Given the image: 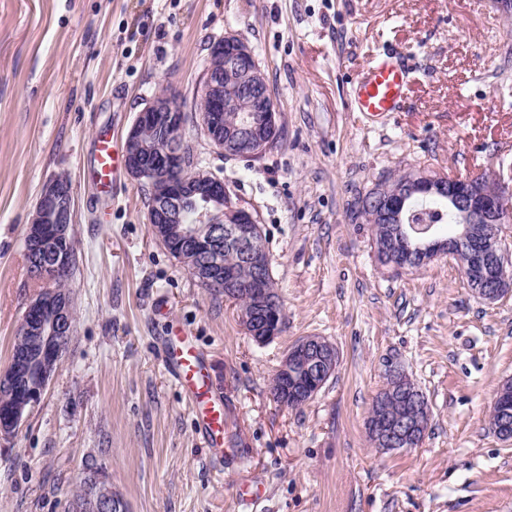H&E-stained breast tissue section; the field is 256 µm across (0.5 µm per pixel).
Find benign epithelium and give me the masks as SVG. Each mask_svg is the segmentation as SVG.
Masks as SVG:
<instances>
[{"label":"benign epithelium","instance_id":"benign-epithelium-1","mask_svg":"<svg viewBox=\"0 0 512 512\" xmlns=\"http://www.w3.org/2000/svg\"><path fill=\"white\" fill-rule=\"evenodd\" d=\"M226 77L238 83L240 98L224 99ZM197 101L207 105V113L199 119L201 132L226 156L259 157L275 142L277 108L246 43L225 38L213 45ZM186 122L184 107L172 93L156 95L127 134V172L153 192L147 222L154 236L162 240L173 233L181 239L184 248L176 252V260L202 287L229 296L247 295L250 310L241 313L242 325L254 341L265 343L283 331L284 317L277 291L269 287L271 269L261 227L250 211L233 202L223 180L200 167L183 135ZM403 182L424 198L448 199L458 232L414 248L402 239L395 242L389 251L392 268L413 269L445 252L457 260L451 248L463 245L472 263L461 273L474 295L492 303L511 294L512 249L504 243L502 229L512 224V184L482 173L461 179L424 170L405 173ZM371 199L379 203L385 217H401L406 205L405 194L389 182ZM186 204L195 206L197 223H181V207ZM72 224L71 183L54 177L43 186L25 231V253L45 286L28 301L19 325L18 335L28 345L14 349L7 367L0 371V397L5 395L9 401L7 407H0L1 439L13 436L40 402L75 330L72 295L50 287L53 279L69 272L70 256L49 252V245L70 241ZM226 244L235 246L253 267L255 276L247 283H240L236 271L224 266ZM338 362L335 345L324 338L309 336L298 342L272 378L280 388V404L311 400L334 375ZM389 375L401 380L389 399L399 403L403 412L396 420L373 415L367 430L386 451L415 447L426 434L429 407L403 371L392 366ZM493 408L497 433L511 440L512 388L498 390ZM83 477L87 493L72 502L71 512H124L125 500L101 466L85 469Z\"/></svg>","mask_w":512,"mask_h":512}]
</instances>
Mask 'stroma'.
I'll use <instances>...</instances> for the list:
<instances>
[{
    "mask_svg": "<svg viewBox=\"0 0 512 512\" xmlns=\"http://www.w3.org/2000/svg\"><path fill=\"white\" fill-rule=\"evenodd\" d=\"M254 51L282 141L229 158L190 118L205 169L257 218L285 314L259 344L154 238L148 189L87 174L99 132L124 142L162 88L194 105L213 42ZM413 70L404 111L374 122L352 83L391 51ZM425 170L512 182V14L496 0H0V370L41 289L24 235L43 185H72L76 332L18 432L0 439V512H64L96 457L131 512H512V442L489 428L512 379V295L485 303L454 260L392 273L355 201ZM191 331L224 403L214 460L158 338ZM307 336L340 364L296 408L271 378ZM396 364L425 395L415 448L373 447L366 419Z\"/></svg>",
    "mask_w": 512,
    "mask_h": 512,
    "instance_id": "obj_1",
    "label": "stroma"
}]
</instances>
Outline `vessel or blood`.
<instances>
[{"mask_svg":"<svg viewBox=\"0 0 512 512\" xmlns=\"http://www.w3.org/2000/svg\"><path fill=\"white\" fill-rule=\"evenodd\" d=\"M410 81V70L395 57L377 59L354 82L357 111L375 120L403 111ZM92 164L98 183L113 184L121 169V159L108 133L98 135ZM159 344L171 376L180 384L196 414L206 445L214 454H221L224 407L211 392L208 368L192 336L173 330L161 337Z\"/></svg>","mask_w":512,"mask_h":512,"instance_id":"obj_1","label":"vessel or blood"}]
</instances>
